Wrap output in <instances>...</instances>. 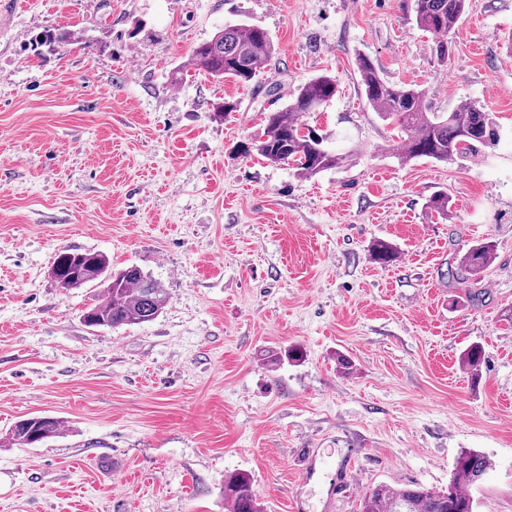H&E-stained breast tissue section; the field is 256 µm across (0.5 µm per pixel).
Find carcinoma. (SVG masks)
Wrapping results in <instances>:
<instances>
[{"instance_id":"cac0c4a2","label":"carcinoma","mask_w":512,"mask_h":512,"mask_svg":"<svg viewBox=\"0 0 512 512\" xmlns=\"http://www.w3.org/2000/svg\"><path fill=\"white\" fill-rule=\"evenodd\" d=\"M466 0H413L417 27L433 38L432 51L438 62L448 63L452 51L450 34L465 13ZM274 54L269 33L254 24L227 25L193 50L189 65L217 79L232 78L241 84L253 81L261 67ZM361 92L368 105L398 132L401 155L406 160L431 159L448 162L475 152L496 138V129L482 107L468 103L448 114L430 112L424 104V92L385 80L372 59L356 57ZM337 80L330 75L309 79L298 88L293 101L277 112L265 115L263 134L254 146H242L246 154L255 150L270 163L293 164L304 176L339 168L345 156L323 146V137L305 131L302 117L315 112L337 93ZM396 257L395 248L377 241L370 250L371 260L388 264ZM495 259L490 241L478 242L460 257L456 270H448L452 279H472L469 298L480 300L482 289L475 287L480 275ZM53 278L63 288H81L101 280L106 297L87 308L83 320L90 326L120 327L138 325L155 319L168 301V294L157 281L135 266L112 270L105 255L97 252L69 253L57 256ZM59 420L44 416L40 420L17 421L11 429L12 440L20 445L39 443L59 434ZM490 467L483 453L465 450L455 459L448 489L436 491L421 485L396 488L379 484L365 492L360 512H474L470 494ZM224 509L227 512H263L250 477L234 473L224 478Z\"/></svg>"}]
</instances>
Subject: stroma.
Listing matches in <instances>:
<instances>
[{
	"instance_id": "obj_1",
	"label": "stroma",
	"mask_w": 512,
	"mask_h": 512,
	"mask_svg": "<svg viewBox=\"0 0 512 512\" xmlns=\"http://www.w3.org/2000/svg\"><path fill=\"white\" fill-rule=\"evenodd\" d=\"M0 5V512H225L232 472L264 512H358L377 484L447 488L465 449L491 462L475 512H512V0H467L444 65L412 0ZM243 21L274 43L251 84L188 66ZM360 53L430 111L484 107L496 141L403 161ZM321 74L338 92L303 122L342 168L238 153ZM436 194L447 218L426 208ZM377 239L396 261L371 260ZM484 240L496 258L473 304L447 270ZM88 251L159 282L162 313L87 326L103 285L65 290L50 269ZM292 346L302 362L271 363ZM30 416L61 434L11 444ZM349 465L360 483L333 494Z\"/></svg>"
}]
</instances>
